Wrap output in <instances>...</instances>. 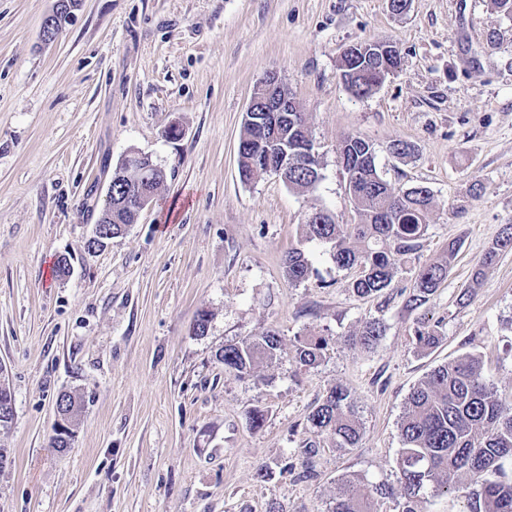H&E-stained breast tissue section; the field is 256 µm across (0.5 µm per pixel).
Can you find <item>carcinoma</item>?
<instances>
[{
  "instance_id": "carcinoma-1",
  "label": "carcinoma",
  "mask_w": 512,
  "mask_h": 512,
  "mask_svg": "<svg viewBox=\"0 0 512 512\" xmlns=\"http://www.w3.org/2000/svg\"><path fill=\"white\" fill-rule=\"evenodd\" d=\"M378 63L372 55L342 58L341 70L347 89L356 97L370 95L378 86ZM313 143L305 113L255 112L244 122L239 139V174L244 183L263 174L280 177L289 188L309 189L321 179L319 154L303 152L302 143ZM346 177V190L358 214L355 224H338L332 214L319 211L301 225L297 244L286 252L285 275L291 285L313 273L303 245H327L336 265L357 269L348 284L362 297L381 294L390 287L396 261L415 253L429 226L433 194L425 186L396 193L379 175L372 144L359 135L345 137L338 149ZM164 172L155 165L129 173L112 183V223L99 225L100 235L88 244L99 249L126 233L135 223L133 207L139 197L159 189ZM460 249L448 246V258L419 267L408 304L424 303L448 277ZM512 252V224L475 268L463 295L472 296L484 270L503 253ZM384 326L368 319L347 341L362 347L378 345ZM438 326L417 322L416 348L428 353L440 342ZM323 336L297 339L289 355L302 367L319 364L327 349ZM282 338L275 330L224 345L216 359L224 371L238 376L251 374L257 364L280 359ZM11 395L0 382V427L10 425L14 408L1 403ZM307 423L333 448H356L363 428L349 389L337 384L311 407ZM402 448L395 460L399 489L370 483L357 474L341 478L336 498L327 512H378L380 500L400 494L402 512H419L421 499L432 490L462 493L469 512H512V404L507 402L473 355L434 368L413 387L398 424Z\"/></svg>"
}]
</instances>
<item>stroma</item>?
I'll return each mask as SVG.
<instances>
[{"label":"stroma","mask_w":512,"mask_h":512,"mask_svg":"<svg viewBox=\"0 0 512 512\" xmlns=\"http://www.w3.org/2000/svg\"><path fill=\"white\" fill-rule=\"evenodd\" d=\"M56 0H0V374L15 418L0 428V512H326L343 475L396 484L398 423L414 385L462 355L481 356L512 395V252L475 267L512 224V16L492 0H80L59 37L39 32ZM383 40L399 72L364 98L341 79L344 50ZM277 72L319 153L315 187L242 182L238 139L251 93ZM182 131L168 137L169 126ZM372 143L393 190L434 197L417 252L390 288L362 298L322 245L292 286L282 260L306 216L357 223L337 152ZM415 147L400 158L389 145ZM151 157L165 180L127 233L86 242L113 169ZM447 279L409 308L420 266L451 242ZM68 259L70 276L56 272ZM207 335L193 333L199 311ZM369 318L376 348L345 343ZM439 346L417 351L416 322ZM279 331L328 338L324 359L225 372L224 344ZM363 425L358 447L323 443L306 416L336 384ZM78 403L70 448L52 447L60 394ZM264 410L260 429L246 412ZM309 464L296 479L285 464ZM267 477H258L260 467ZM507 252H512V224L505 225L494 247L485 254L482 261L477 265L468 286L464 289L463 295L471 297L475 288H478L480 284L484 270L494 264L501 254Z\"/></svg>","instance_id":"1"}]
</instances>
